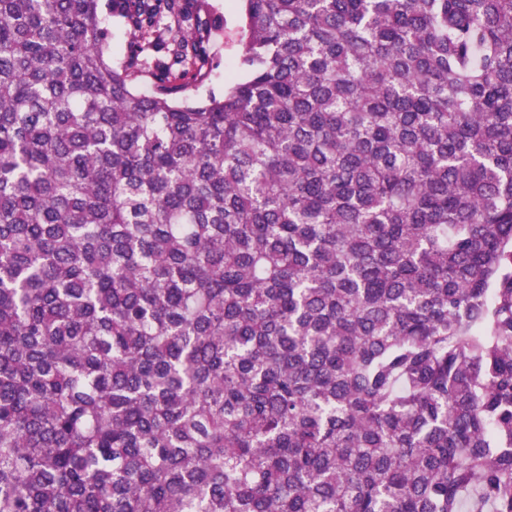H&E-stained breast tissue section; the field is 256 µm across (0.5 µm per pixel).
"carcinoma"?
I'll list each match as a JSON object with an SVG mask.
<instances>
[{
    "mask_svg": "<svg viewBox=\"0 0 512 512\" xmlns=\"http://www.w3.org/2000/svg\"><path fill=\"white\" fill-rule=\"evenodd\" d=\"M98 8L0 0V512H512V0H244L203 105ZM109 0L101 1L102 26L106 29L107 41L112 53V63L119 67L126 59L130 50L143 44L139 33L117 11L109 9Z\"/></svg>",
    "mask_w": 512,
    "mask_h": 512,
    "instance_id": "carcinoma-1",
    "label": "carcinoma"
}]
</instances>
